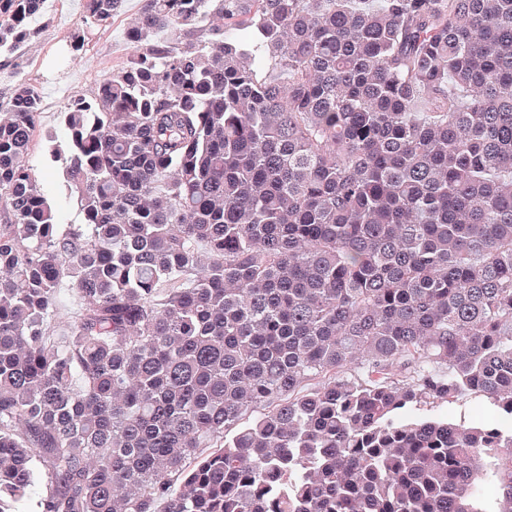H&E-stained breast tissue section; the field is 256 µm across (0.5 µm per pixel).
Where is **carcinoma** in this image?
Segmentation results:
<instances>
[{
    "mask_svg": "<svg viewBox=\"0 0 512 512\" xmlns=\"http://www.w3.org/2000/svg\"><path fill=\"white\" fill-rule=\"evenodd\" d=\"M43 5L0 0V55ZM135 30L49 150L82 223L27 163L39 88L0 100V512H512V0ZM466 394L498 419L424 412Z\"/></svg>",
    "mask_w": 512,
    "mask_h": 512,
    "instance_id": "obj_1",
    "label": "carcinoma"
}]
</instances>
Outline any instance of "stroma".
Returning <instances> with one entry per match:
<instances>
[{
    "instance_id": "35a3bbf8",
    "label": "stroma",
    "mask_w": 512,
    "mask_h": 512,
    "mask_svg": "<svg viewBox=\"0 0 512 512\" xmlns=\"http://www.w3.org/2000/svg\"><path fill=\"white\" fill-rule=\"evenodd\" d=\"M141 0H124L110 24L91 28L80 57H72L69 41L81 26L83 0H67L68 16H61L57 0H46L44 13L33 22L36 30L19 57H0V96L28 80L40 88L46 104L28 155L38 186L56 211L59 223L78 224L82 218L66 187L61 166L45 160L49 144H64L66 135L60 113L69 98L94 96L101 79L126 60L131 49L127 30L137 16ZM434 414L471 426L494 418L492 405L482 397L465 395L437 405Z\"/></svg>"
}]
</instances>
